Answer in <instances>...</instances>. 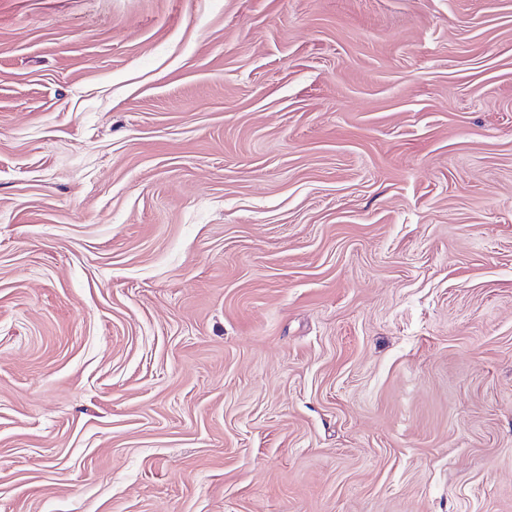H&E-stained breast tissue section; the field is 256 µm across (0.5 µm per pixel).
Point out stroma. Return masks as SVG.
Wrapping results in <instances>:
<instances>
[{
    "instance_id": "35a3bbf8",
    "label": "stroma",
    "mask_w": 512,
    "mask_h": 512,
    "mask_svg": "<svg viewBox=\"0 0 512 512\" xmlns=\"http://www.w3.org/2000/svg\"><path fill=\"white\" fill-rule=\"evenodd\" d=\"M0 512H512V0H0Z\"/></svg>"
}]
</instances>
